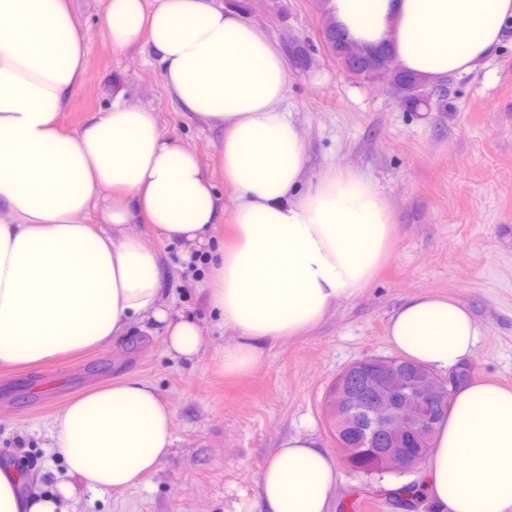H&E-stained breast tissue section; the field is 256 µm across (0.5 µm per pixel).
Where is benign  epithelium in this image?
<instances>
[{
    "label": "benign epithelium",
    "mask_w": 512,
    "mask_h": 512,
    "mask_svg": "<svg viewBox=\"0 0 512 512\" xmlns=\"http://www.w3.org/2000/svg\"><path fill=\"white\" fill-rule=\"evenodd\" d=\"M358 372L346 369L337 385L327 418L332 432L341 430L351 419L363 421L378 448L375 454L391 472L414 470L425 454H414L403 447V440L413 435L426 443L432 440L434 418L423 409L451 400L457 387V369L441 375L422 373L415 380L405 379L400 361L391 358H367Z\"/></svg>",
    "instance_id": "7a95c632"
}]
</instances>
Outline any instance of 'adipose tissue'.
<instances>
[{
	"label": "adipose tissue",
	"mask_w": 512,
	"mask_h": 512,
	"mask_svg": "<svg viewBox=\"0 0 512 512\" xmlns=\"http://www.w3.org/2000/svg\"><path fill=\"white\" fill-rule=\"evenodd\" d=\"M104 41L148 45L183 112L221 127L224 180L235 193L232 242L213 249L223 209L197 154L156 113L116 90L77 129L62 116L87 64L71 0H0V365L35 367L133 330L163 332L191 361L210 330L164 294L159 248L207 263L199 289L234 340L229 375L265 348L316 328L370 286L395 234L390 204L361 171L305 180L307 150L288 108L292 68L277 42L222 0H102ZM345 37L390 49L434 84L473 71L502 42L512 0H325ZM152 224L155 239L129 233ZM402 357L444 374L479 336L468 307L418 294L390 316ZM65 463L51 491L0 469V512H76L83 491H117L153 473L174 444V412L147 380L127 377L67 402L50 426ZM336 461L311 438L285 439L259 470L265 512H327ZM439 512L512 505V389L475 382L453 398L426 465Z\"/></svg>",
	"instance_id": "adipose-tissue-1"
}]
</instances>
